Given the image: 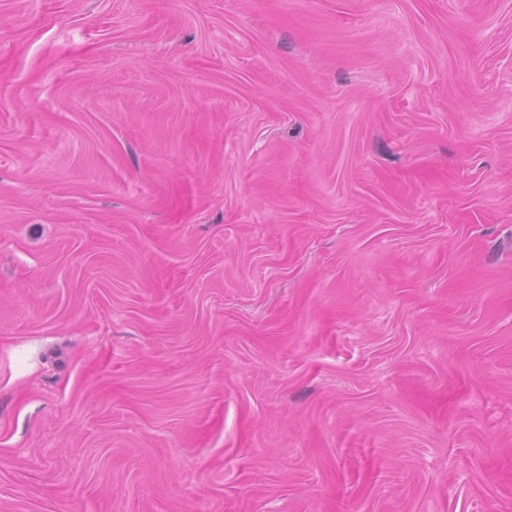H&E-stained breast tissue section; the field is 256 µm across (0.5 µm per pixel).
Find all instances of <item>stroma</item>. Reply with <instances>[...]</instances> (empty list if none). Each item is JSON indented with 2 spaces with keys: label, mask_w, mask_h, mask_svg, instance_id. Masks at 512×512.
I'll return each instance as SVG.
<instances>
[{
  "label": "stroma",
  "mask_w": 512,
  "mask_h": 512,
  "mask_svg": "<svg viewBox=\"0 0 512 512\" xmlns=\"http://www.w3.org/2000/svg\"><path fill=\"white\" fill-rule=\"evenodd\" d=\"M0 512H512V0H0Z\"/></svg>",
  "instance_id": "obj_1"
}]
</instances>
